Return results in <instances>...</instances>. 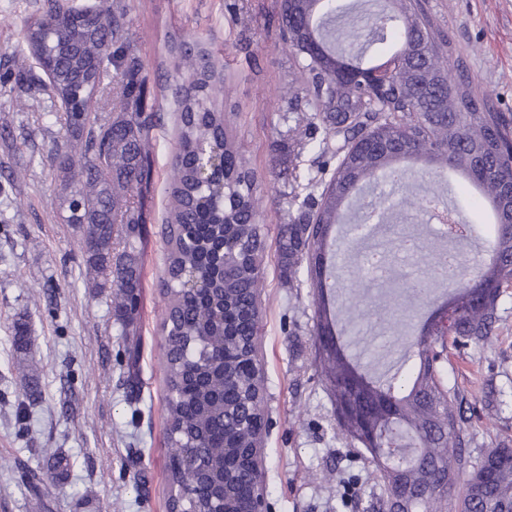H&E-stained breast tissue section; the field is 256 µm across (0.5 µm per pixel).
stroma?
Instances as JSON below:
<instances>
[{"label":"stroma","mask_w":512,"mask_h":512,"mask_svg":"<svg viewBox=\"0 0 512 512\" xmlns=\"http://www.w3.org/2000/svg\"><path fill=\"white\" fill-rule=\"evenodd\" d=\"M130 33L145 60L148 102L165 116L155 131L154 188L146 200L148 237L141 256L139 384L122 385L123 342L113 323L104 280L85 278L86 255L68 224L70 187L49 159L67 133L37 74L14 84L0 108V512H167L166 386L162 372L165 221L170 161L178 148L176 114L166 78L173 72L170 33L191 32L218 51L232 88L233 133L260 180L267 248L259 296V356L273 425L263 437L264 487L272 512H356L378 489L371 464L353 454L336 424L314 347L312 292L287 286L276 240L288 220L295 187L289 168L317 173L314 153L301 147L298 115L306 101L282 96L292 57L278 37L276 0H125ZM437 34L451 42L496 111L512 113V0H421ZM45 0H0V73L18 71V43L27 18ZM290 141L274 157L272 144ZM460 263L473 267L493 233L477 192L461 201ZM501 324L486 345L448 350L449 386L464 396L472 455L512 445V288L499 301ZM343 320L361 333L347 352L375 363L390 345L359 311ZM28 327L32 342L16 352L10 338ZM37 383L41 401L19 421L17 396ZM69 462L60 485L31 490L26 471L47 472L42 449Z\"/></svg>","instance_id":"35a3bbf8"}]
</instances>
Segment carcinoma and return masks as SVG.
I'll return each instance as SVG.
<instances>
[{
    "label": "carcinoma",
    "instance_id": "obj_1",
    "mask_svg": "<svg viewBox=\"0 0 512 512\" xmlns=\"http://www.w3.org/2000/svg\"><path fill=\"white\" fill-rule=\"evenodd\" d=\"M344 10L338 0H279L280 29L295 58V83L323 128L310 149L336 159L328 180L307 177L289 196L288 223L279 227L282 274L306 272L322 379L333 406L355 411L357 429L339 427L351 447L362 448L380 473L379 512H512V447L465 452L459 395L445 380L447 340L484 344L495 334L499 300L512 288V115L494 110L477 90L466 62L438 37L417 0H386L367 29L344 37L327 26ZM88 23L69 0H46L41 18L24 24L23 44L49 76L68 137L51 159L73 173L67 222L82 235L87 263L111 282L113 316L124 336L127 375L137 383L141 247L146 233L144 194L152 182L153 130L161 113L146 103L145 62L131 45L123 0H100ZM175 57L170 90L180 109L179 150L168 182L169 212L162 228L167 248L163 331L169 508L206 512L194 490L208 472L244 469L246 457L224 458L226 448H248L265 404L252 378L238 371L258 335L261 268L266 249L257 177L229 136L228 89L215 59L181 32L171 36ZM112 78L121 86L120 112L90 122L88 100ZM207 145L220 161L208 177L195 163ZM433 178L424 197L405 196L408 209L451 194L453 171L490 206L494 234L488 258L466 281L457 265L433 262L456 291L475 299L427 335L411 320L388 323L392 346L414 357L405 382L381 380L360 364L357 391L336 384L344 363L322 354V339L340 334L336 288L338 229L352 200L380 183L408 179L407 164ZM389 246L414 254L422 245L393 231ZM433 285L408 284L388 294L375 319L406 295L431 302Z\"/></svg>",
    "mask_w": 512,
    "mask_h": 512
}]
</instances>
